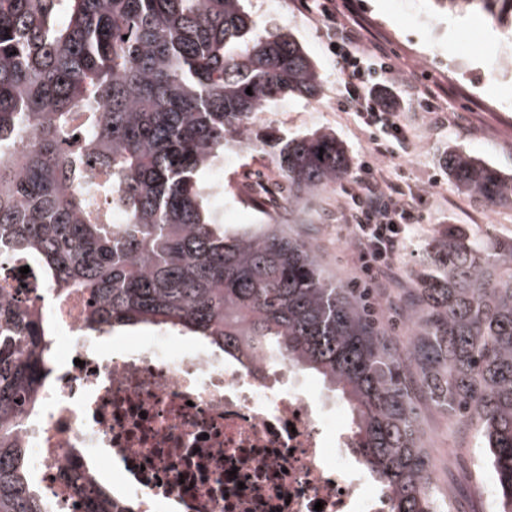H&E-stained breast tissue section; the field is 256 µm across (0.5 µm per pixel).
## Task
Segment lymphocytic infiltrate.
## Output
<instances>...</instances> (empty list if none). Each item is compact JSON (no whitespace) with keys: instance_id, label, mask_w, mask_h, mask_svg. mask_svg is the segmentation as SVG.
<instances>
[{"instance_id":"1","label":"lymphocytic infiltrate","mask_w":512,"mask_h":512,"mask_svg":"<svg viewBox=\"0 0 512 512\" xmlns=\"http://www.w3.org/2000/svg\"><path fill=\"white\" fill-rule=\"evenodd\" d=\"M327 20V49L336 58L342 89L339 107L356 119L372 143L352 183L344 188L356 283L386 288L420 216L413 205V188L392 178L379 160L391 155L395 145L409 142L411 131L393 104L381 101L371 91L377 81L395 77L397 69L390 55L361 51L359 30L340 14H328Z\"/></svg>"}]
</instances>
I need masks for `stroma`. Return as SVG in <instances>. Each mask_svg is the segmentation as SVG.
I'll return each mask as SVG.
<instances>
[{
	"mask_svg": "<svg viewBox=\"0 0 512 512\" xmlns=\"http://www.w3.org/2000/svg\"><path fill=\"white\" fill-rule=\"evenodd\" d=\"M309 3L310 10L302 11L296 0H244V10L257 22L259 34H292L314 61L321 80L316 98L288 96L268 102L260 115L262 124L288 137L332 132L356 162L369 148L368 133L339 109L337 64L326 46L327 20L323 12L328 4L340 8L359 29L363 52L389 53L401 79L420 84L437 106L433 112L400 106V117L411 127L412 137L384 161L420 195L423 215L398 263L396 282L377 301V317L383 328L402 345L411 334L403 316L405 294L413 287L415 275L425 264L436 238L451 228L484 246L512 238V204L491 205L470 196L447 177L442 165L444 153L453 146L503 174H512V100H497L485 92L490 80L512 84V32L498 27L492 18L479 15L477 26L467 35L472 46L485 47V63L479 67L469 50L449 55L448 13L436 8L432 0ZM270 167L260 153L225 152L203 176L204 181L217 179L224 185L223 201L208 202L214 221L229 228L258 223L259 213L243 191L242 176L266 172ZM342 195L343 186L337 183L308 197L300 211L289 212L287 229L310 244L327 276L346 285L353 280L355 261L350 254V229L342 213ZM420 413L424 445L437 487L453 488L461 512H480L476 485L466 478L467 473L480 472L487 464L477 423L449 425L441 411L426 404L421 405ZM455 448L464 451L458 475L441 465L442 457Z\"/></svg>",
	"mask_w": 512,
	"mask_h": 512,
	"instance_id": "stroma-1",
	"label": "stroma"
}]
</instances>
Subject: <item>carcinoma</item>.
I'll return each mask as SVG.
<instances>
[{
  "instance_id": "obj_1",
  "label": "carcinoma",
  "mask_w": 512,
  "mask_h": 512,
  "mask_svg": "<svg viewBox=\"0 0 512 512\" xmlns=\"http://www.w3.org/2000/svg\"><path fill=\"white\" fill-rule=\"evenodd\" d=\"M433 2L512 28V0ZM255 28L240 0H0V261L88 296L87 336L165 327L318 376L389 512H435L416 400L475 419L512 512V239L435 240L400 350L278 220H211L201 173L229 145L268 156L290 210L350 170L336 135L277 138L259 122L273 99L316 96L320 78L292 35ZM445 166L467 193L512 202V177L479 159L450 148ZM51 346L46 305L22 309L1 286L0 512H52L16 432ZM89 483L84 512H118Z\"/></svg>"
}]
</instances>
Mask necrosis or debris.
<instances>
[{
	"label": "necrosis or debris",
	"mask_w": 512,
	"mask_h": 512,
	"mask_svg": "<svg viewBox=\"0 0 512 512\" xmlns=\"http://www.w3.org/2000/svg\"><path fill=\"white\" fill-rule=\"evenodd\" d=\"M17 305L48 302L53 345L37 409L17 426L33 486L53 512H81L63 475L98 472L104 449L115 494L136 512H388L351 463L342 418L287 366L240 364L169 334L105 353L82 332L84 296L50 297L0 264Z\"/></svg>",
	"instance_id": "1"
}]
</instances>
